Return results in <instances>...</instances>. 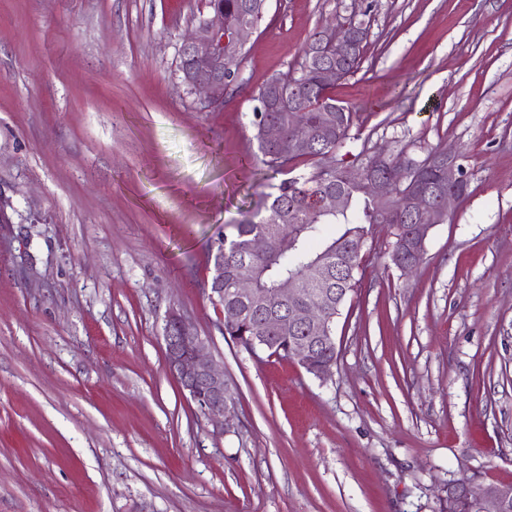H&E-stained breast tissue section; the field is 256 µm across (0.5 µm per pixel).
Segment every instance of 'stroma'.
<instances>
[{
  "label": "stroma",
  "instance_id": "1",
  "mask_svg": "<svg viewBox=\"0 0 512 512\" xmlns=\"http://www.w3.org/2000/svg\"><path fill=\"white\" fill-rule=\"evenodd\" d=\"M205 0H0V512H444L512 484V0H266L236 89L202 111L178 48ZM366 12L331 96L348 145L458 152L467 196L404 273L377 224L333 375L222 332L211 246L276 179L259 88ZM208 341L230 427L181 392L163 329ZM458 496L475 512H507L510 508L511 494L501 486L487 484L475 487L471 480H462L448 486V502Z\"/></svg>",
  "mask_w": 512,
  "mask_h": 512
}]
</instances>
